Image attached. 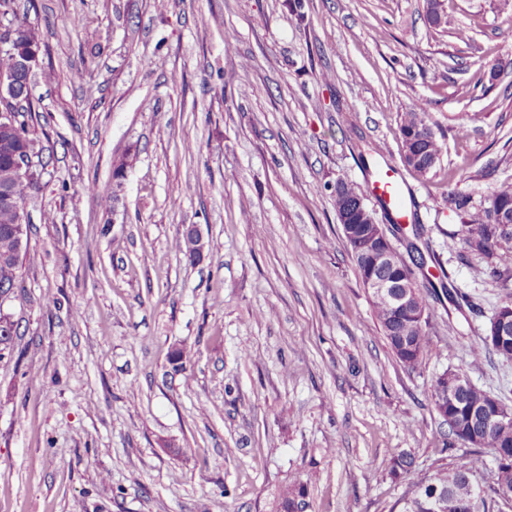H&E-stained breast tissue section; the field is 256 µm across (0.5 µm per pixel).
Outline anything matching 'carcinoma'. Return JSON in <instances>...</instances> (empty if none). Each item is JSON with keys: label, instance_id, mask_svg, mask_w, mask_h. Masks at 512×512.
Instances as JSON below:
<instances>
[{"label": "carcinoma", "instance_id": "obj_1", "mask_svg": "<svg viewBox=\"0 0 512 512\" xmlns=\"http://www.w3.org/2000/svg\"><path fill=\"white\" fill-rule=\"evenodd\" d=\"M6 108L16 112V125L0 130V139H12L15 149L32 156L34 164L30 178L20 180L14 176L11 160L0 153V188H8L18 200H25L30 193L40 188L41 177L47 166L42 151L37 149V141L31 136L29 121L40 118L38 109L31 100V93L24 94L19 102L9 103ZM419 135L417 145L420 151L430 157H441L443 143L437 137L430 122L426 104L420 102L402 114L400 136L410 132ZM344 203L356 208L366 201V194L343 182ZM461 224L448 236V248H460L464 252L483 259L489 276L502 287L512 282V238L492 240L493 225L497 219L484 203L474 204L471 198H452ZM17 221L15 210L0 205V258L10 260L0 262V291L8 289L18 278L23 259L29 254V247L17 252V243L10 229ZM177 251L188 261L200 260L202 252L198 240L192 232H184L176 241ZM374 316L397 361L407 370L420 369L424 355L431 349L427 321H419L400 308L392 307L389 300L375 293L371 294ZM459 408L448 423V436L454 443L466 442L468 457L466 462L453 470L442 469L429 478L417 480L403 497L401 512H470L468 503L475 500L476 512H495L500 503L512 501V423L490 425L484 417L485 405L490 399L486 392L474 384L458 391ZM493 451L495 463L494 496L488 498L473 477L486 469V461L481 449ZM414 468V458L404 452L392 454L389 462V475L397 478L409 474ZM307 483L296 480L286 486L280 496V512H307Z\"/></svg>", "mask_w": 512, "mask_h": 512}]
</instances>
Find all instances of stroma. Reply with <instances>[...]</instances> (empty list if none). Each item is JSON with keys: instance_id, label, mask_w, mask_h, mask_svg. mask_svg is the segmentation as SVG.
Here are the masks:
<instances>
[{"instance_id": "obj_1", "label": "stroma", "mask_w": 512, "mask_h": 512, "mask_svg": "<svg viewBox=\"0 0 512 512\" xmlns=\"http://www.w3.org/2000/svg\"><path fill=\"white\" fill-rule=\"evenodd\" d=\"M441 4V27L427 0H14L0 15L36 29L54 73L32 85L53 116L33 129L50 157L27 203L34 260L0 305L19 326L0 354V512H277L297 479L307 512H399L412 482L465 462L431 380L462 370L512 406V359L469 364L508 291L449 249L448 196L512 183V0ZM421 100L443 153L405 179L418 281L473 306L432 299L410 373L332 192L364 186L360 141L400 166V117ZM191 226L207 245L194 263L172 248ZM396 450L415 469L394 480Z\"/></svg>"}]
</instances>
